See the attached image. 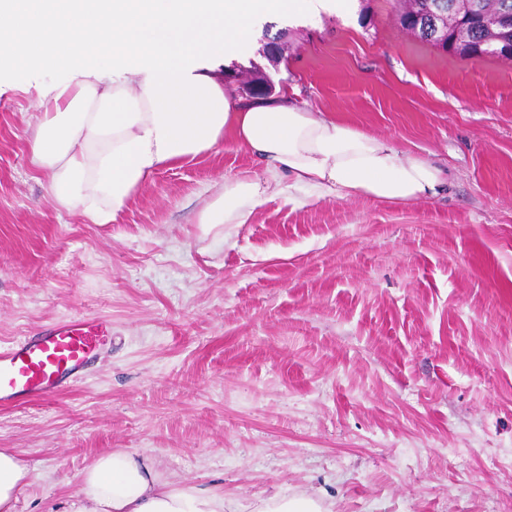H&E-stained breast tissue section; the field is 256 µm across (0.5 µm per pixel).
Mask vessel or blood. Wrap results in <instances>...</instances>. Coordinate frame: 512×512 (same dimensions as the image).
Here are the masks:
<instances>
[{
    "instance_id": "obj_1",
    "label": "vessel or blood",
    "mask_w": 512,
    "mask_h": 512,
    "mask_svg": "<svg viewBox=\"0 0 512 512\" xmlns=\"http://www.w3.org/2000/svg\"><path fill=\"white\" fill-rule=\"evenodd\" d=\"M111 334L104 318L73 316L0 346V408L43 400L73 387Z\"/></svg>"
}]
</instances>
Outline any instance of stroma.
I'll list each match as a JSON object with an SVG mask.
<instances>
[{"instance_id":"1","label":"stroma","mask_w":512,"mask_h":512,"mask_svg":"<svg viewBox=\"0 0 512 512\" xmlns=\"http://www.w3.org/2000/svg\"><path fill=\"white\" fill-rule=\"evenodd\" d=\"M399 9L260 14L217 65L237 97L235 63L446 168L432 201L275 199L208 232L200 205L260 170L228 138L88 224L29 166L35 97L0 95V345L112 325L74 387L0 409L29 471L14 512H61L116 448L240 512L274 490L325 512H512V61L436 48Z\"/></svg>"}]
</instances>
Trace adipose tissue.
I'll return each instance as SVG.
<instances>
[{
  "mask_svg": "<svg viewBox=\"0 0 512 512\" xmlns=\"http://www.w3.org/2000/svg\"><path fill=\"white\" fill-rule=\"evenodd\" d=\"M314 0H0V78L27 64L58 81L35 94L29 164L56 208L89 224L117 220L158 170L225 137L262 164L225 180L195 221L247 223L284 197L429 200L446 183L431 161L385 136L288 100L233 97L205 65L235 52L261 11L300 13ZM68 512H238L221 488L164 478L151 455L115 449L84 471Z\"/></svg>",
  "mask_w": 512,
  "mask_h": 512,
  "instance_id": "obj_1",
  "label": "adipose tissue"
}]
</instances>
